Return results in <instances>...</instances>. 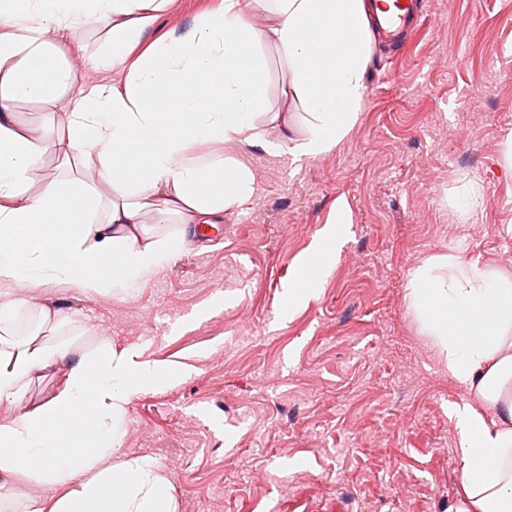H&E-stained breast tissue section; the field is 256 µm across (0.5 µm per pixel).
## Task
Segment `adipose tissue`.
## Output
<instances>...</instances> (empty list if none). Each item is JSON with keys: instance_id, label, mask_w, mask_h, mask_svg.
Instances as JSON below:
<instances>
[{"instance_id": "ef3b65f1", "label": "adipose tissue", "mask_w": 512, "mask_h": 512, "mask_svg": "<svg viewBox=\"0 0 512 512\" xmlns=\"http://www.w3.org/2000/svg\"><path fill=\"white\" fill-rule=\"evenodd\" d=\"M168 2L0 0V400L17 405L0 420V490L22 480L56 493L28 498L25 512H174L159 468L122 455L132 396L174 374L108 340L78 356L14 337L9 328L25 304L18 288L76 284L129 295L191 244L193 225L215 223L253 193V175L236 156H198L197 146L276 145L312 159L347 135L362 108L371 52L364 0H263L269 19L260 29L247 20L251 0H224L221 11L152 38ZM88 21L106 36L79 63L63 46ZM267 44L288 57L303 137L272 142L261 120ZM124 64L123 86L76 83L78 68ZM21 101L62 107L64 119L24 125ZM50 147L94 171L111 197L69 167L30 191L29 175ZM153 211L181 231L154 235ZM340 247L335 226L326 227L300 261L301 277L319 285L328 253ZM405 299L466 392L448 408L462 451L458 512H512V276L437 255L410 273ZM50 365L63 371L59 389L25 405L33 374Z\"/></svg>"}]
</instances>
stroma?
Wrapping results in <instances>:
<instances>
[{
  "instance_id": "1",
  "label": "stroma",
  "mask_w": 512,
  "mask_h": 512,
  "mask_svg": "<svg viewBox=\"0 0 512 512\" xmlns=\"http://www.w3.org/2000/svg\"><path fill=\"white\" fill-rule=\"evenodd\" d=\"M222 0H170L162 37ZM267 58L268 109L307 128ZM352 131L310 159L239 146L252 196L126 299L30 286L18 315L66 316L42 337L79 354L103 338L179 375L132 397L123 453L168 478L176 512H457L464 392L408 310V275L448 254L500 267L512 251V0H424L400 50L371 41ZM468 209H459L464 197ZM347 241L316 294L283 289L337 217ZM482 234H473L475 226ZM211 314L196 320V312Z\"/></svg>"
}]
</instances>
